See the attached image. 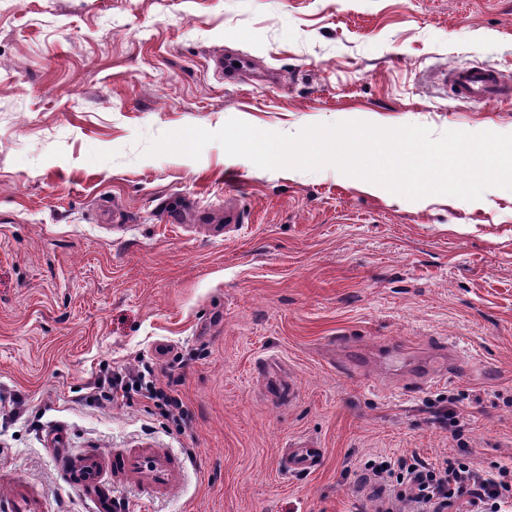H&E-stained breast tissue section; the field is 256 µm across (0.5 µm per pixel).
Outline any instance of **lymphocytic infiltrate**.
Wrapping results in <instances>:
<instances>
[{
    "label": "lymphocytic infiltrate",
    "mask_w": 512,
    "mask_h": 512,
    "mask_svg": "<svg viewBox=\"0 0 512 512\" xmlns=\"http://www.w3.org/2000/svg\"><path fill=\"white\" fill-rule=\"evenodd\" d=\"M181 376L173 368L155 372L146 365L98 379L101 396L112 400L136 397L151 414L182 429L186 412L178 393ZM359 490L368 491L375 512H502L512 500V470H480L471 461L452 455L429 461L418 453L374 456L354 472Z\"/></svg>",
    "instance_id": "lymphocytic-infiltrate-1"
}]
</instances>
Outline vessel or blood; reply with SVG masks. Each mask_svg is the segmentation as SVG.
Returning <instances> with one entry per match:
<instances>
[{
	"label": "vessel or blood",
	"instance_id": "1",
	"mask_svg": "<svg viewBox=\"0 0 512 512\" xmlns=\"http://www.w3.org/2000/svg\"><path fill=\"white\" fill-rule=\"evenodd\" d=\"M452 92L460 99L485 102L501 101L512 96L496 70L478 66L451 70ZM265 392L268 398L290 402L295 386L280 374L276 358L264 362ZM57 465L65 482L76 493L93 502L98 512H112V490L129 486L151 499H166L178 491L182 461L165 448L141 446L115 448L109 452L97 449L73 454L63 448L55 449ZM326 451L309 439L295 441L283 449L280 468L283 475L312 474L321 470ZM43 496L27 481L14 480L0 486V512H44Z\"/></svg>",
	"mask_w": 512,
	"mask_h": 512
}]
</instances>
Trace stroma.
Returning <instances> with one entry per match:
<instances>
[{
  "label": "stroma",
  "mask_w": 512,
  "mask_h": 512,
  "mask_svg": "<svg viewBox=\"0 0 512 512\" xmlns=\"http://www.w3.org/2000/svg\"><path fill=\"white\" fill-rule=\"evenodd\" d=\"M242 67L227 83L216 56ZM512 0H0V473L46 512H90L47 446L171 449L176 497L123 512H373L349 477L376 454L512 468V190L409 200L336 168L266 170L216 142L146 141L237 118L288 135L364 121L512 134ZM236 201L239 222L224 229ZM444 376L413 367L438 353ZM182 355L184 431L94 388ZM282 359L297 396L268 400ZM311 438L322 469L283 477ZM453 95L459 99H478L485 102L502 101L511 95L491 67L478 66L465 69H453L449 76Z\"/></svg>",
  "instance_id": "stroma-1"
}]
</instances>
